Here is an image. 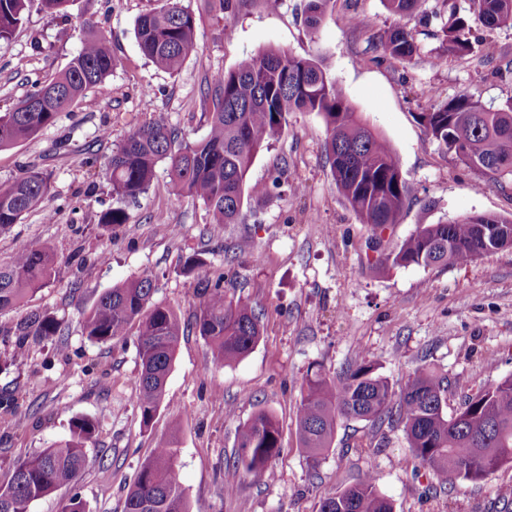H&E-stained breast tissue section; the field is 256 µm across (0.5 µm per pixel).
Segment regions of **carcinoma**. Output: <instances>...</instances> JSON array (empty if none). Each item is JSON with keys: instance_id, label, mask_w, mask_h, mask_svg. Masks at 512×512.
<instances>
[{"instance_id": "cac0c4a2", "label": "carcinoma", "mask_w": 512, "mask_h": 512, "mask_svg": "<svg viewBox=\"0 0 512 512\" xmlns=\"http://www.w3.org/2000/svg\"><path fill=\"white\" fill-rule=\"evenodd\" d=\"M32 0H0V41L10 40ZM45 13L70 17L76 0H39ZM328 0H306L308 28L316 29ZM386 9L400 16L412 14L419 0H384ZM440 21L444 52L449 58L476 54L483 42L478 28H512V0H454L422 16L424 24ZM87 37L76 57L55 77L36 80L10 112L0 113V150L36 135L84 99L116 67L106 32L86 20ZM135 37L143 56L163 72L174 74L199 53L196 18L183 0L162 5L139 16ZM393 59L410 63L419 53L412 30L394 26L377 36ZM211 101L209 131L189 141L163 120L132 131L105 164L103 174L118 199L133 200L145 192L155 167L168 161L178 197L202 201L213 215L209 233L239 220L244 195L262 197L280 184H246L256 154L280 136L290 112H316L323 117L327 138L326 162L337 191L375 232L394 224L409 201V189L388 141L363 123L336 82L310 59L268 49L244 59L236 69L212 74L203 101ZM421 123L437 141L495 187L512 183V101L494 108L466 93L440 102L421 113ZM48 192V177L30 171L0 185V233L39 207ZM129 223L117 206L99 218L110 232ZM512 244V217L474 214L445 224H423L406 237L398 250L376 260L383 266L460 265L489 253L496 245ZM56 249L45 241L22 247L10 264L0 265V311L12 309L44 287L55 274ZM153 276L144 272L98 296L84 313L83 330L89 340L107 343L138 324L140 360L137 405L143 424L160 407L184 325L177 313L151 303ZM205 300L192 327L206 341L215 364L232 365L247 356L262 336L260 310L224 293V273L206 277ZM14 354L25 353L30 337L61 335L50 315L18 322ZM447 378L422 367L399 390H394L378 366L359 353L329 377L320 369L306 374L296 409L297 435L306 458L316 464L333 446L341 420L403 427L413 453L436 477L441 489L459 480H482L505 465L512 449V377L486 385L467 397L453 415L445 411ZM98 427L87 417L72 420L69 436L41 452L18 460L9 482L0 486V512H28L33 501L74 484L87 466V444ZM279 422L266 411L256 412L238 432L233 466L247 476L261 478L281 451ZM176 448L161 441L140 468L129 489L123 512H189L185 491L174 465ZM318 512H393L391 501L377 488L373 473L319 502Z\"/></svg>"}]
</instances>
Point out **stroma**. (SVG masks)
<instances>
[{
    "instance_id": "obj_1",
    "label": "stroma",
    "mask_w": 512,
    "mask_h": 512,
    "mask_svg": "<svg viewBox=\"0 0 512 512\" xmlns=\"http://www.w3.org/2000/svg\"><path fill=\"white\" fill-rule=\"evenodd\" d=\"M184 4L195 15L200 51L174 75L157 71L134 36L137 17L159 0H77L67 22L35 2L12 39L0 41V113L18 103L32 80L53 77L78 54L80 19L110 32L117 59L87 101L33 138L0 150V185L30 170L49 178L43 207L0 233V265L30 243L50 241L57 250L50 284L0 312V357L14 342L8 329L29 314L53 315L64 331L30 341L24 358L0 370V396L14 400L10 412L0 411V485L17 460L66 438L72 419L85 416L98 425L87 449L89 467L74 488L32 502L29 512H61L75 493L85 512H122L141 465L170 437L190 512H317L322 498L369 470L394 512H503L501 491L512 487V465L442 493L402 428L355 420L340 422L333 448L312 465L299 446L296 407L308 370L335 375L359 352L396 388L425 365L447 376L450 414L479 387L512 377V250L456 267H373L418 225L512 214V194L486 185L420 122L430 107L427 89L442 101L464 92L498 107L512 99V80L490 78L474 57L434 65L442 50L438 25L425 28L418 15H392L383 0H329L314 30L304 22L303 0H281L275 9L265 0H233L223 13L209 0ZM351 15L364 18V26H350ZM398 24L412 29L420 47L408 64L372 42L379 30ZM269 48L314 60L390 143L410 188L398 224L374 237L325 165L322 117L293 112L248 172L252 183L280 174L279 188L244 198L239 223L225 225L220 237L205 236L212 215L202 201L174 195L164 161L147 191L126 202L128 224L103 233L99 217L116 199L98 165L153 120L167 121L189 140L204 138L210 107L201 93L210 75ZM91 157L97 166H88ZM296 181L303 184L298 195L290 189ZM241 239L250 241V251L232 255ZM195 253L209 269L225 271L228 296L261 309L263 336L240 362L221 367L212 363L205 340L187 331L164 400L146 425L137 407L135 332L91 342L82 313L105 290L147 270L154 276L153 303L191 320L203 299V272L184 267ZM261 409L277 417L282 449L270 463L271 477L257 480L229 459L239 427Z\"/></svg>"
}]
</instances>
